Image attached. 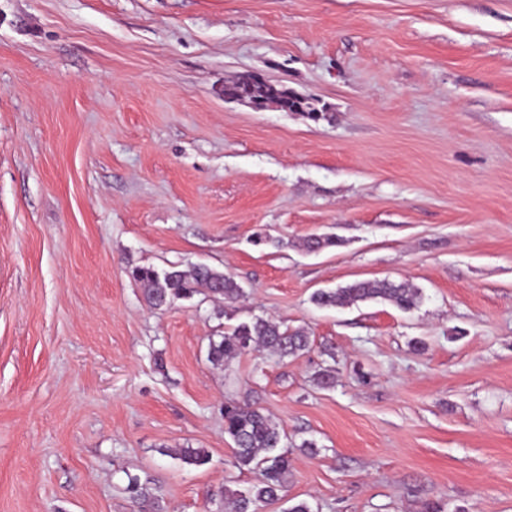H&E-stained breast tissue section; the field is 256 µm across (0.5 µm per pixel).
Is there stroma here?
Masks as SVG:
<instances>
[{"mask_svg": "<svg viewBox=\"0 0 512 512\" xmlns=\"http://www.w3.org/2000/svg\"><path fill=\"white\" fill-rule=\"evenodd\" d=\"M194 263L244 298L127 274ZM384 278L418 307L311 300ZM255 316L310 349L214 368ZM228 400L288 436L260 512H512V0H0V512H224ZM254 96L263 101H275L278 105L284 104L288 109L296 107L300 111L307 110L306 113L311 117H317L321 114L307 100L293 94L288 89L278 88L271 84L257 86ZM130 278L142 287L146 302L153 308L169 307L195 295L223 299L226 307L243 297V289L232 275L206 264L184 270L171 266L161 271L152 266H136L130 271Z\"/></svg>", "mask_w": 512, "mask_h": 512, "instance_id": "obj_1", "label": "stroma"}]
</instances>
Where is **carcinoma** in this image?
Instances as JSON below:
<instances>
[{
    "label": "carcinoma",
    "mask_w": 512,
    "mask_h": 512,
    "mask_svg": "<svg viewBox=\"0 0 512 512\" xmlns=\"http://www.w3.org/2000/svg\"><path fill=\"white\" fill-rule=\"evenodd\" d=\"M255 97L274 101L288 108L307 111L311 117L319 112L307 100L271 84L256 88ZM130 278L142 287L146 302L153 308L169 307L176 301L202 295L220 298L231 306L243 297V289L230 274L206 264L181 270L176 266L158 270L152 266H136ZM383 300L395 307L410 311L421 302L419 289L408 282L389 279L358 281L335 290H318L312 295L320 308H347L368 300ZM310 347V336L303 329H290L272 319L255 317L242 322L231 331L210 340L207 360L216 368L226 366L232 359L254 350H268L281 358L295 357ZM224 435L234 444V456L239 467L258 471L256 482L245 490L224 486L221 498L231 512H258L262 503L278 498L292 476V464L287 435L261 409L235 402L224 403ZM161 454L176 456L185 463L202 466L209 462L205 448L163 449Z\"/></svg>",
    "instance_id": "carcinoma-1"
}]
</instances>
